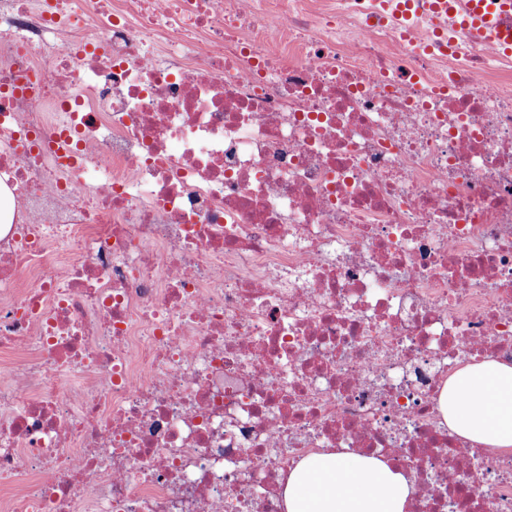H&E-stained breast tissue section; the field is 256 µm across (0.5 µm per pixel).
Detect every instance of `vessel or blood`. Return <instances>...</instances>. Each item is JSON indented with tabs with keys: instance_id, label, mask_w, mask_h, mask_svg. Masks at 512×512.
Segmentation results:
<instances>
[{
	"instance_id": "1",
	"label": "vessel or blood",
	"mask_w": 512,
	"mask_h": 512,
	"mask_svg": "<svg viewBox=\"0 0 512 512\" xmlns=\"http://www.w3.org/2000/svg\"><path fill=\"white\" fill-rule=\"evenodd\" d=\"M455 0H432L433 10L440 15L456 16L461 28L478 40L498 44L512 53V0H464L462 13H455Z\"/></svg>"
}]
</instances>
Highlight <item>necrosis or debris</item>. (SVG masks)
<instances>
[{
  "label": "necrosis or debris",
  "instance_id": "necrosis-or-debris-1",
  "mask_svg": "<svg viewBox=\"0 0 512 512\" xmlns=\"http://www.w3.org/2000/svg\"><path fill=\"white\" fill-rule=\"evenodd\" d=\"M394 9L0 0V512H282L331 448L512 512L440 410L512 360V60Z\"/></svg>",
  "mask_w": 512,
  "mask_h": 512
}]
</instances>
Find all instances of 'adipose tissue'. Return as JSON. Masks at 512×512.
<instances>
[{"mask_svg": "<svg viewBox=\"0 0 512 512\" xmlns=\"http://www.w3.org/2000/svg\"><path fill=\"white\" fill-rule=\"evenodd\" d=\"M443 416L459 437L512 447V362L486 359L453 374ZM413 487L386 462L328 451L301 461L283 489L284 512H408Z\"/></svg>", "mask_w": 512, "mask_h": 512, "instance_id": "obj_1", "label": "adipose tissue"}]
</instances>
